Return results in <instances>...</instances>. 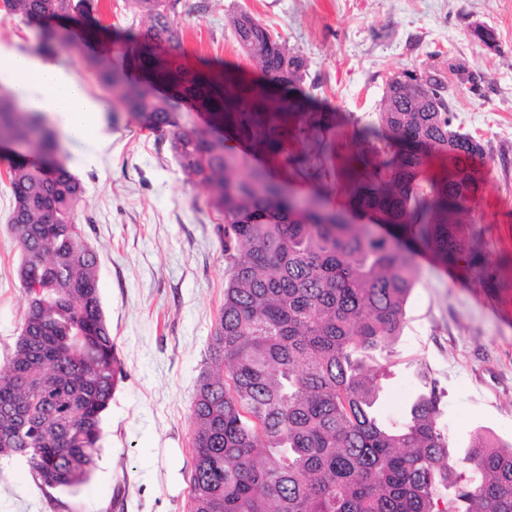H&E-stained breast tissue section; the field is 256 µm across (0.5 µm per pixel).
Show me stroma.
<instances>
[{
	"instance_id": "1",
	"label": "stroma",
	"mask_w": 512,
	"mask_h": 512,
	"mask_svg": "<svg viewBox=\"0 0 512 512\" xmlns=\"http://www.w3.org/2000/svg\"><path fill=\"white\" fill-rule=\"evenodd\" d=\"M195 2L182 0L176 18L186 64L259 79L228 21L231 11H247L304 56L305 87L353 145L375 123L391 75L429 70L445 81L455 126L485 149L476 220L493 285L467 279L435 248L413 250L419 280L380 413L402 421L424 368L457 454L480 430L512 446V0H212L205 13ZM478 24L495 30L496 49L473 38ZM105 121L112 147L98 165H80L71 142L58 153L85 189L75 221L100 259L103 308L123 366L103 451L89 481L70 491L40 485L22 459L0 457V512H188L191 406L229 278L223 220L208 190L188 183L168 135L142 128L117 104ZM12 156L0 146V366L27 311L7 224ZM172 468L181 476L174 487Z\"/></svg>"
}]
</instances>
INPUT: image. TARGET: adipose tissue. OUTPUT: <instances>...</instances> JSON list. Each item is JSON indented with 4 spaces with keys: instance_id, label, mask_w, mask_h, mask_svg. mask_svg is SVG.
I'll return each instance as SVG.
<instances>
[{
    "instance_id": "ef3b65f1",
    "label": "adipose tissue",
    "mask_w": 512,
    "mask_h": 512,
    "mask_svg": "<svg viewBox=\"0 0 512 512\" xmlns=\"http://www.w3.org/2000/svg\"><path fill=\"white\" fill-rule=\"evenodd\" d=\"M0 83L24 110L48 113L66 140L83 144L82 164H96L109 149L112 133L103 114L111 101L91 94L75 69L50 65L31 51L0 47Z\"/></svg>"
}]
</instances>
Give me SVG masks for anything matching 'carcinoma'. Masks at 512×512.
Returning a JSON list of instances; mask_svg holds the SVG:
<instances>
[{"instance_id": "cac0c4a2", "label": "carcinoma", "mask_w": 512, "mask_h": 512, "mask_svg": "<svg viewBox=\"0 0 512 512\" xmlns=\"http://www.w3.org/2000/svg\"><path fill=\"white\" fill-rule=\"evenodd\" d=\"M182 0H135L138 27L125 30L122 64L106 47L111 26L100 0H4L36 30L44 57L80 47L101 84L138 123L170 134L189 181L205 186L224 217V288L210 356L192 404L189 512H512V450L477 432L464 456L438 425L436 383L404 419L379 417L383 367L405 325L419 279L404 254L433 243L482 274L471 246L484 147L454 128L445 84L412 71L388 81L365 146L347 150L331 115L307 106L305 61L260 20L230 16L246 52L257 41L269 84L221 71L165 66L185 53L176 22ZM473 37L496 48L483 25ZM164 85L169 95L156 92ZM210 113L211 127L178 113L172 99ZM246 140L277 171L313 185L311 202L339 196L370 224H334L284 205L285 183L226 145ZM23 148L9 164L8 217L19 246L28 309L13 355L0 369V456L19 455L42 484L73 489L99 458L102 418L123 374L99 291V258L74 216L84 189L57 156L42 114L0 96V145ZM447 161L425 175L426 156Z\"/></svg>"}]
</instances>
